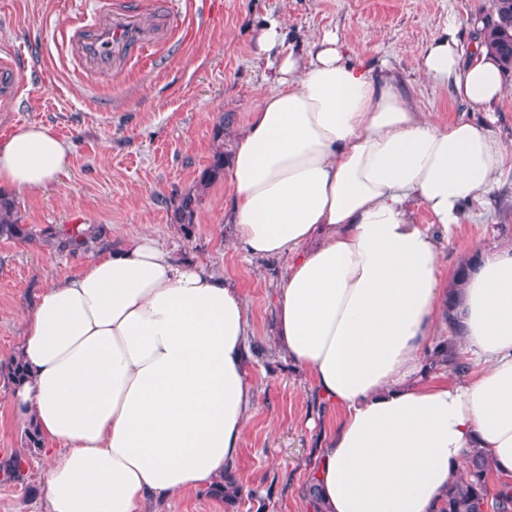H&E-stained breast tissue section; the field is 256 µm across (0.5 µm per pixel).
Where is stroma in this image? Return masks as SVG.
<instances>
[{
	"label": "stroma",
	"mask_w": 512,
	"mask_h": 512,
	"mask_svg": "<svg viewBox=\"0 0 512 512\" xmlns=\"http://www.w3.org/2000/svg\"><path fill=\"white\" fill-rule=\"evenodd\" d=\"M195 23L190 39H174L135 65L109 73L83 72L63 45L69 22L93 0H0V57L11 55L28 86L0 97V138L22 124L48 126L69 148L70 164L44 189L16 196L22 223L61 232L78 224L101 227L104 244L148 234L173 244L183 260L204 262L244 298L251 341L248 357L253 411L230 469L243 487L235 504L201 490L173 499L167 512H313L305 497L310 464L323 431L338 411L318 408L310 380L275 347L276 309L287 256L254 257L231 247L224 204L229 181L204 191L191 235L172 224L171 201L195 190L216 148L213 129L244 128L272 70L255 54L256 29L266 18L284 22L285 49L306 50L313 36L334 31L356 58L387 61L398 81L436 123L458 117L486 121L512 148V91L484 113L426 81L422 55L448 20L464 49L492 0H186ZM512 243V169L505 170L488 206L468 207L462 232L442 251L441 278L452 279L469 258ZM84 255L41 242L0 239V459L22 451L24 431L10 400L9 364L16 354L28 301L56 275L76 270ZM41 457L27 459L25 478L0 477V512H34L27 485H40Z\"/></svg>",
	"instance_id": "35a3bbf8"
}]
</instances>
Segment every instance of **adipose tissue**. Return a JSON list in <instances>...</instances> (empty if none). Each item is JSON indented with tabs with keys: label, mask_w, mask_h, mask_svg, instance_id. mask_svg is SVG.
Returning a JSON list of instances; mask_svg holds the SVG:
<instances>
[{
	"label": "adipose tissue",
	"mask_w": 512,
	"mask_h": 512,
	"mask_svg": "<svg viewBox=\"0 0 512 512\" xmlns=\"http://www.w3.org/2000/svg\"><path fill=\"white\" fill-rule=\"evenodd\" d=\"M277 54L274 88L234 134L224 221L256 257L288 255L277 346L340 419L314 472L324 512H438L464 455L512 477V245L482 255L458 287L440 279V240L484 203L512 149L483 123L437 125L387 66L358 61L326 31ZM434 85L475 108L506 92L485 48L454 26L421 61ZM66 144L42 124L0 141V193L56 181ZM421 201L431 227L410 210ZM477 365L428 376L447 311ZM249 327L238 288L147 235L101 249L23 311L12 391L46 463L41 512H149L212 487L237 457L253 406Z\"/></svg>",
	"instance_id": "ef3b65f1"
}]
</instances>
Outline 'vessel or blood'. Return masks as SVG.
<instances>
[{"label": "vessel or blood", "mask_w": 512, "mask_h": 512, "mask_svg": "<svg viewBox=\"0 0 512 512\" xmlns=\"http://www.w3.org/2000/svg\"><path fill=\"white\" fill-rule=\"evenodd\" d=\"M175 17L168 8L146 24L122 0H100L92 14L73 28L66 44L71 57L85 68L108 73L177 36L180 28Z\"/></svg>", "instance_id": "vessel-or-blood-1"}]
</instances>
